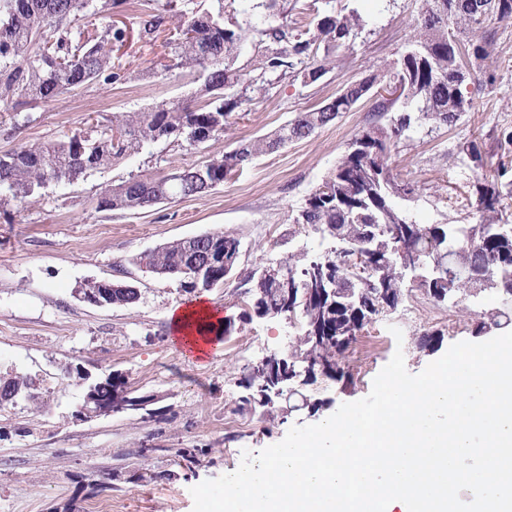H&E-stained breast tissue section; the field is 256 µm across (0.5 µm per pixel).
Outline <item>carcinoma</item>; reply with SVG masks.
I'll list each match as a JSON object with an SVG mask.
<instances>
[{
  "label": "carcinoma",
  "mask_w": 512,
  "mask_h": 512,
  "mask_svg": "<svg viewBox=\"0 0 512 512\" xmlns=\"http://www.w3.org/2000/svg\"><path fill=\"white\" fill-rule=\"evenodd\" d=\"M117 0H0V103L12 101L47 102L75 88L98 83L112 85L126 79L122 66L112 63V46L123 43L126 29L112 22V6ZM213 11H180L181 23L165 41L178 66L200 81L201 104L172 100L154 109L114 113L106 124H91L66 140L48 145L21 146L0 154V204L25 199L46 189L51 183L73 181L89 171L105 168L145 145L159 140L204 143L224 133L226 118L242 104L266 93L267 86L298 75L315 82L335 67L338 54L346 49L364 20L357 11H327L316 14L305 25L288 27L252 25L255 15L269 17L278 0H246L238 21L236 8L225 13L224 0H217ZM96 16L101 26L85 35L80 21ZM511 22L512 0H422L416 33L387 64L382 78L397 83L402 109L385 123H375L358 132L348 143L322 183L311 192L294 218V223L317 229L327 224L336 227L339 238L334 247L359 246L373 224L390 223L391 214L404 218L394 225L421 247L435 246L437 235L448 236V260L454 265L481 273L491 286L482 292L512 295V235H493L497 223L485 218L512 199V180L498 186L474 181L466 201L458 202L470 215H479L475 224H418L399 207L400 189L416 193L410 182L401 184L390 178L388 162L392 151L408 133L425 125L439 127L457 123L474 108L468 95L469 79L448 68L455 55L467 53L480 61H493L494 32L488 23ZM162 17L148 14L140 22L139 36L157 38ZM254 38L259 48L254 68L241 72L234 68L240 44ZM362 99L359 90L350 96L339 94L332 101L309 112H302L275 133L257 137L238 148L216 156L203 165L182 166L175 180L168 175L143 177L130 175L106 188L97 199L103 210L146 209L165 201L189 197L203 198L227 176L245 168L244 161L277 151L286 144L307 138L315 129L333 122ZM461 150L473 167L482 169L485 156L475 140L463 143ZM241 244L233 231L203 233L192 244L182 239L168 242L134 258L138 266L167 275L180 288H194L193 274L186 271L193 260L214 259L203 278L204 291L224 281V244ZM390 236L381 239L370 257L369 280L389 292L390 300L377 301L376 289L367 290L363 305H352L343 292L349 288L354 271L336 265L333 251L323 255L299 253L285 260L288 271L306 272L313 278L333 266L336 296L294 298L300 313L302 333L295 337L290 351L311 360L324 376L341 379L347 375L343 354L346 338L363 330L374 317L390 307H399L411 288L401 276L400 261L389 253ZM477 282L459 277L448 281L446 299L455 301L458 310L475 316L471 334L480 335L484 325L501 330L512 324V316L499 309L474 313L469 298L477 296ZM441 329L417 333L421 350L434 351L442 342ZM9 388L28 390V402L39 404L36 380L11 375ZM126 385L112 372L96 379V392L109 399Z\"/></svg>",
  "instance_id": "obj_1"
}]
</instances>
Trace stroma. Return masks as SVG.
Listing matches in <instances>:
<instances>
[{
    "label": "stroma",
    "mask_w": 512,
    "mask_h": 512,
    "mask_svg": "<svg viewBox=\"0 0 512 512\" xmlns=\"http://www.w3.org/2000/svg\"><path fill=\"white\" fill-rule=\"evenodd\" d=\"M317 6L323 12L356 9L365 26L342 51L341 63L315 84L285 79L233 112L224 133L207 142L159 141L74 182L50 185L24 204L0 206V375H29L45 390L42 407L22 402L0 410V512H53L76 484L101 482L107 490L84 500L82 512H92L97 501L111 503L112 512H192V487L238 469L244 453L258 454L292 427L319 423V416L304 411L270 421L238 408L237 378L269 352L287 350L299 322L257 319L219 335L215 356H183L171 341L168 312L188 303L189 295L175 280L143 271L133 259L176 239L229 230L242 239L244 269L284 261L302 249L323 251L320 236L300 233L294 217L350 139L374 121L377 92L308 138L256 158L206 197L132 211L96 207L102 189L129 174L152 176L206 163L378 74L412 34L421 0H318ZM160 11V0H118L112 19L126 28L127 40L113 60L125 69V81L89 84L48 103L0 112V153L59 141L115 112L194 100L197 82L173 67L164 41L138 36L145 14ZM494 56L492 67L470 65L475 111L452 127L415 130L392 154V177L421 188L420 197L403 204L416 223H462L463 213L449 208L448 199L468 191L477 174L494 178L504 164L512 180V152L497 143L500 128L512 127V24L497 25ZM473 138L486 155L480 172L460 150ZM116 280L139 288V301L99 307L78 296L87 282ZM470 323L450 303L413 292L397 311L365 327V334L382 339L376 350L363 355L347 349L351 384L320 377L305 392L337 406L361 400L395 351L403 352L413 374L439 359V352L417 348L416 331L443 328L447 348L470 340ZM395 327L402 340L392 335ZM70 364L96 375L122 373L136 393L154 397V416L76 420L82 389L64 372ZM180 448L199 450L196 472L180 464Z\"/></svg>",
    "instance_id": "1"
}]
</instances>
